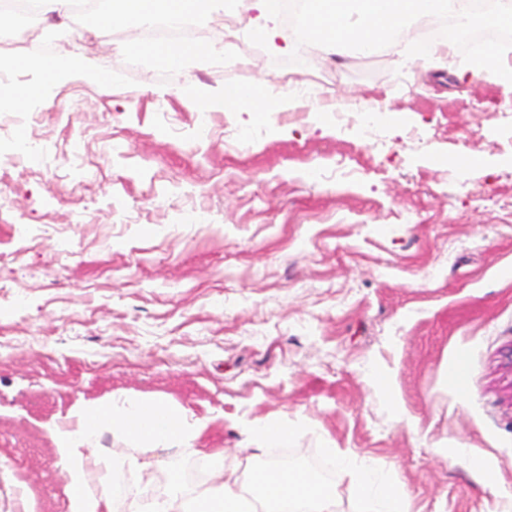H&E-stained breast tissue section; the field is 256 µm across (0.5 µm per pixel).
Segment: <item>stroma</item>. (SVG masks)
Wrapping results in <instances>:
<instances>
[{
	"label": "stroma",
	"mask_w": 512,
	"mask_h": 512,
	"mask_svg": "<svg viewBox=\"0 0 512 512\" xmlns=\"http://www.w3.org/2000/svg\"><path fill=\"white\" fill-rule=\"evenodd\" d=\"M47 39L112 83L68 75L37 123L0 126V512H69L56 431L109 399L188 412L174 449L89 441L152 461L125 471L146 507L205 448L228 470L324 462L357 512L339 448L410 512H512V83L405 39L278 66L245 17L177 71L130 69L123 26L76 17L10 52ZM286 75L314 97L213 113L205 136L182 92ZM17 140L39 164L17 166ZM270 422L288 438L256 443Z\"/></svg>",
	"instance_id": "35a3bbf8"
}]
</instances>
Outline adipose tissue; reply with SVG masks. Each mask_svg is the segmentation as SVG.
I'll use <instances>...</instances> for the list:
<instances>
[{"mask_svg":"<svg viewBox=\"0 0 512 512\" xmlns=\"http://www.w3.org/2000/svg\"><path fill=\"white\" fill-rule=\"evenodd\" d=\"M223 0H107L105 10L97 15L100 26L121 24L126 29L138 28L143 20L156 16L200 18L218 11ZM252 20L263 34L271 50L286 51L290 45L281 32L279 0H251ZM222 37L180 46L131 38L129 50L137 55L161 60L164 66L181 64L185 58H205L222 49ZM35 68L43 75L39 84L17 86L0 84V105L11 107L45 100V87L75 72H85L89 64L84 56L62 50L48 57L27 58L0 55V72ZM187 97L202 100L208 110L220 111L232 106L243 112L261 115L277 111V96L261 84L242 91L227 86L211 96H200L194 89ZM76 427L64 426L57 431V455L65 462L70 490V512H112L108 499L92 495L86 485L87 470L92 463L78 442V432H91L110 423L130 434L164 445L181 444L187 429V414L178 406L145 401L124 406L112 401L80 408ZM343 466L353 473L352 488L365 512H409L405 497L388 483H374L366 469L351 458H343ZM217 482L207 493L187 503L183 491H176L166 501L156 504L154 512H336V491L319 483L305 470L281 471L275 466L251 470L244 475L217 469Z\"/></svg>","mask_w":512,"mask_h":512,"instance_id":"adipose-tissue-1","label":"adipose tissue"}]
</instances>
